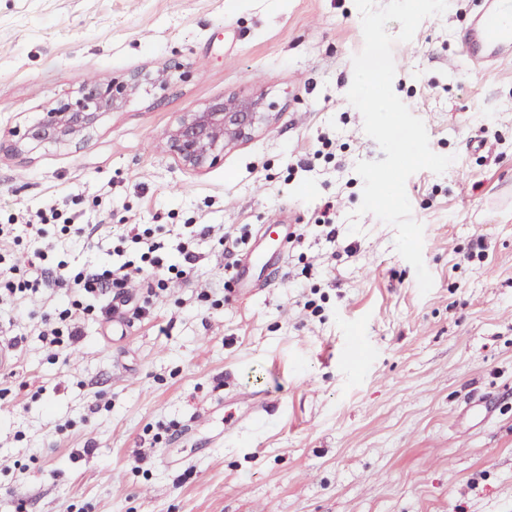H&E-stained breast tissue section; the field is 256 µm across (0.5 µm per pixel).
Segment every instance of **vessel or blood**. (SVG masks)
Returning <instances> with one entry per match:
<instances>
[{
    "label": "vessel or blood",
    "instance_id": "vessel-or-blood-1",
    "mask_svg": "<svg viewBox=\"0 0 512 512\" xmlns=\"http://www.w3.org/2000/svg\"><path fill=\"white\" fill-rule=\"evenodd\" d=\"M470 27L460 39L463 57L474 66L512 57V0H476Z\"/></svg>",
    "mask_w": 512,
    "mask_h": 512
}]
</instances>
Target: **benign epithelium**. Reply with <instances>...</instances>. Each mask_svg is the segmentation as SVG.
<instances>
[{
  "instance_id": "1",
  "label": "benign epithelium",
  "mask_w": 512,
  "mask_h": 512,
  "mask_svg": "<svg viewBox=\"0 0 512 512\" xmlns=\"http://www.w3.org/2000/svg\"><path fill=\"white\" fill-rule=\"evenodd\" d=\"M181 70L182 64L176 62L156 73L136 70L120 78L82 81L73 95L49 106L23 139L38 145L80 142L102 113L120 109L145 84L167 88L170 73ZM267 120L263 96H228L183 113L167 132L166 147L183 167L203 170L216 164L225 150L250 140Z\"/></svg>"
}]
</instances>
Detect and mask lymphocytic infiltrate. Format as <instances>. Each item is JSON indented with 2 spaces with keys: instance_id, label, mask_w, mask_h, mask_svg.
Wrapping results in <instances>:
<instances>
[{
  "instance_id": "lymphocytic-infiltrate-1",
  "label": "lymphocytic infiltrate",
  "mask_w": 512,
  "mask_h": 512,
  "mask_svg": "<svg viewBox=\"0 0 512 512\" xmlns=\"http://www.w3.org/2000/svg\"><path fill=\"white\" fill-rule=\"evenodd\" d=\"M60 222L61 233L85 236L83 225L77 224L66 207H53L46 212H38L36 217L27 220L23 227L13 224L0 225V300L9 301L14 309H22L28 296L41 293L48 288L73 289L80 298L83 308L75 313L70 309L44 315L40 336L52 347L61 342L76 343L83 334V323L87 315L100 312L112 314L109 301L113 289L124 287L133 277L146 280L149 295L166 291L172 279L189 281L198 259L193 249L195 241L216 240L224 255L225 272H233L237 264L239 238L226 235L219 227L205 224L191 231L189 237L178 242L176 249L183 255V264H170L166 261V247L163 240L156 238L152 228L142 224L128 225L117 235L113 251L121 256L118 266H103L76 274H69L65 261L49 263V253L56 243L50 240L48 226ZM43 240V250L37 251L36 259L42 260L45 267L40 277L31 279L21 271L14 256L22 236Z\"/></svg>"
}]
</instances>
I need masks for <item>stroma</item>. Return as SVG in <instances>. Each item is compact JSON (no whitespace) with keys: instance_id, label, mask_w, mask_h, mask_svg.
<instances>
[{"instance_id":"35a3bbf8","label":"stroma","mask_w":512,"mask_h":512,"mask_svg":"<svg viewBox=\"0 0 512 512\" xmlns=\"http://www.w3.org/2000/svg\"><path fill=\"white\" fill-rule=\"evenodd\" d=\"M474 0H451L393 47V90L426 126L444 174L406 182L433 277L420 294L393 226L362 200L361 160L384 154L349 102L363 48L354 0H0V224L76 200L115 263L125 224L162 228L168 260L193 224L291 225L275 276L224 274L204 239L191 283L117 320L88 316L53 351L40 317L0 305L20 335L0 373V512H512V60L460 58ZM180 62L187 79L104 114L84 141L27 144L26 127L79 81ZM263 93L268 121L192 171L162 147L184 112ZM331 141L328 154L320 138ZM334 206L335 238L319 223ZM271 401L249 414L243 393Z\"/></svg>"}]
</instances>
